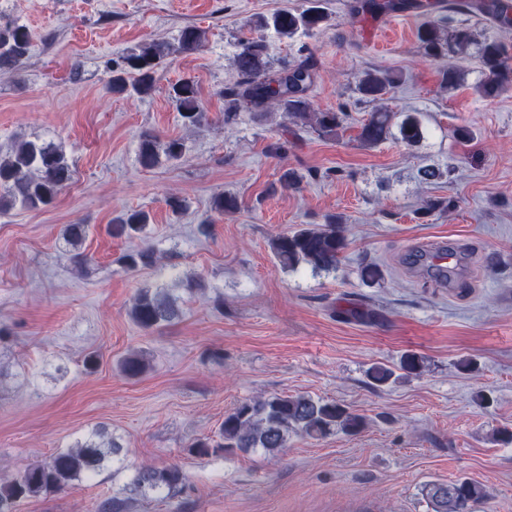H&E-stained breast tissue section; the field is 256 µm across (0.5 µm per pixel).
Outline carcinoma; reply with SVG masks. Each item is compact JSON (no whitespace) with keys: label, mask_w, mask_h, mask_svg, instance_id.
I'll return each instance as SVG.
<instances>
[{"label":"carcinoma","mask_w":512,"mask_h":512,"mask_svg":"<svg viewBox=\"0 0 512 512\" xmlns=\"http://www.w3.org/2000/svg\"><path fill=\"white\" fill-rule=\"evenodd\" d=\"M422 9L430 19L418 29V39L425 54L435 60L451 56L459 61L471 56L477 48L481 78L475 85L476 93L484 99L497 98L512 87V55L501 42L477 35L469 27L450 25L449 14L484 15L502 26H511L512 20L499 12L496 6L483 0H355L351 13H384ZM328 14L320 0H309L303 9L284 8L269 17L254 21V29L261 35L243 40L233 58L235 82L224 88V122L233 121L243 108H276L288 114L296 125L322 136H334L342 125L340 113L333 110L314 112L311 109L310 89L317 76V61L307 56L297 62L274 68L268 56V46L262 32L271 30L281 38L291 39L298 34L311 33L327 21ZM202 31L186 27L180 31L178 48L196 49L201 43ZM32 48V36L23 25L0 27V69L21 66ZM170 53L164 43L145 42L112 66L109 89L114 93L131 91L145 96L154 90L155 73L161 60ZM402 80L399 73L370 68L357 76L356 91L361 99L372 103L375 109L361 125L359 139L366 145H376L388 138L393 128L394 112L385 104L391 88ZM442 85L454 90L464 82L462 70L449 65L441 71ZM169 97L176 105L184 126L199 125L204 112L198 99L196 83L184 78L169 89ZM400 139L412 145L422 137L419 120L406 115L398 125ZM185 145L180 138L160 141L145 131L140 136L139 162L145 168H154L164 161L180 158ZM73 170L63 150L39 137L14 142L9 154L0 158V213L14 208L37 210L51 204L72 180ZM214 210L231 213L238 208V200L230 194L213 199ZM150 216L142 210H132L118 217L108 231L116 237L141 239ZM89 233L86 224H70L64 233L65 241L76 248ZM346 248L342 225L330 218L320 225L300 224L284 231L271 241V249L280 267L296 270L302 265L315 271L336 269L340 255ZM122 264L130 270L152 267L157 262L153 247H136L121 256ZM131 320L143 331H154L170 325L180 316L177 299L164 288L139 289L129 312ZM423 360L415 353L401 357L399 369L407 374L422 370ZM148 361L138 351L126 355L120 362L121 372L128 378H137L146 372ZM368 376L376 385H386L395 379V372L384 366L370 368ZM366 427L365 418L333 400L314 399L306 395H279L254 399L237 405L224 417L218 437L213 444L199 439L193 444L195 452L206 456L212 450L248 452L262 450L274 454L285 447L288 437L300 434L314 439L328 437L338 431L355 435ZM97 431L89 438L58 451L44 462L27 467L0 483V512H15L22 499L61 490L81 478L95 477L104 464L117 458L123 448L116 438L102 440ZM184 483V476L174 466L144 465L138 468L126 486L133 497L171 499ZM432 512H474V506L486 498L483 486L463 479L449 483H428L424 487Z\"/></svg>","instance_id":"carcinoma-1"}]
</instances>
